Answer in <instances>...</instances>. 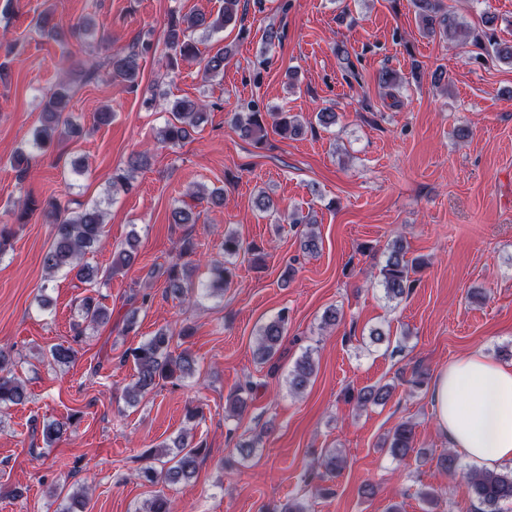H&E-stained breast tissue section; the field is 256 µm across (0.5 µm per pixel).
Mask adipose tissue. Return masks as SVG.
<instances>
[{
	"label": "adipose tissue",
	"instance_id": "adipose-tissue-1",
	"mask_svg": "<svg viewBox=\"0 0 512 512\" xmlns=\"http://www.w3.org/2000/svg\"><path fill=\"white\" fill-rule=\"evenodd\" d=\"M433 401L450 447L482 469L512 464V367L460 358L437 374Z\"/></svg>",
	"mask_w": 512,
	"mask_h": 512
}]
</instances>
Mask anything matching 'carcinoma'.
I'll use <instances>...</instances> for the list:
<instances>
[{"mask_svg": "<svg viewBox=\"0 0 512 512\" xmlns=\"http://www.w3.org/2000/svg\"><path fill=\"white\" fill-rule=\"evenodd\" d=\"M241 0H224V5L212 19L201 12H190L171 18L164 34V44L168 50L169 66H175L178 59H195L209 75L224 71V64L231 56V50L222 47L213 54L204 55L195 38L197 31L212 34L225 26L240 20L239 6ZM417 15L423 32L440 33L462 45L468 43L483 50L487 55L512 64V44L498 42L488 30H478L459 23L451 14L442 11L439 0H415ZM53 11L46 9L35 20L34 28L42 36L56 39L60 35L59 25L53 22ZM152 43L148 39L139 40L128 50L116 51L105 56L97 64L91 63L84 70L77 72L78 78L87 81L94 77L97 67L112 71L113 77L119 79L130 90L138 87L139 58L148 53ZM70 100V85L61 82L54 89L43 95L41 124L34 128L26 144L19 148L10 160L13 168L20 175H25L29 161L34 153L42 152L55 140L73 136L80 132L67 113ZM206 105L203 101L188 99L176 100L169 109L170 119L158 130L157 141L175 148L191 137L193 132L206 117ZM273 117V124H267L266 117ZM231 123L236 133L250 141L256 147L267 144V128H272L279 136H298L303 132V125L286 112L267 113L250 107L247 112L232 113ZM148 155L139 153L132 156L127 169L112 175V186L128 184L131 173L147 165ZM54 212L53 241L43 256V266L47 274L63 272L76 278L88 288V294L82 299L81 321L75 324L74 342H79L85 327L101 326L111 319V313L101 301L100 289L108 285V280L99 276L97 267L85 260V256L100 246L103 240L104 215L99 206L87 207L79 212L65 214L58 203H49ZM195 246L188 237L180 240L179 248L172 259L165 265L151 267L147 279L164 278L166 292L175 298L197 302L215 296L224 295L232 281L234 269L230 259L240 253L257 252L259 247L247 243L236 233L227 231L220 249L224 260L212 264L210 277L200 283L192 279V269L186 258L194 254ZM138 255V237L132 233L125 243L114 251L111 274L131 266ZM415 262L406 258L405 247L400 240L394 241L388 249L386 259L379 268V283L385 297L390 301H399L408 296L414 288L411 273ZM288 325V311H280L274 318L260 325L255 334L254 355L262 363H271V371H276L272 360L279 352ZM187 335V330L178 332L167 329L158 330L153 336L132 348L125 356L132 357L136 367V381L127 393V402L131 405L150 393L162 381H180L191 377L196 372V361L192 354L181 348L179 339ZM54 364L66 366L76 357V349L71 346L58 345L50 350ZM12 356L0 350V409L18 405L28 400L23 383L16 377L12 366ZM316 366L312 351L306 350L296 359L286 376L288 391L293 395L302 393L315 376ZM252 390V383L247 382L230 393L226 409L236 418L247 412L248 403L244 393ZM390 387H369L352 397L357 409L369 404L379 405L387 400ZM69 423L50 421L43 424L42 435L46 444L59 441L67 432ZM385 451L396 461L403 462L415 452V431L411 423H399L386 441ZM203 443L189 439L188 435L178 436L173 445H160L146 456L148 464L138 472V478L155 485L163 482L167 485L188 483L197 474L202 458ZM344 459L336 451H328L322 460V474L334 476L342 469ZM473 497L484 506L480 512H500L501 505L512 502V470L494 469L476 470L465 475ZM136 512H173L170 498L159 491Z\"/></svg>", "mask_w": 512, "mask_h": 512, "instance_id": "obj_1", "label": "carcinoma"}]
</instances>
